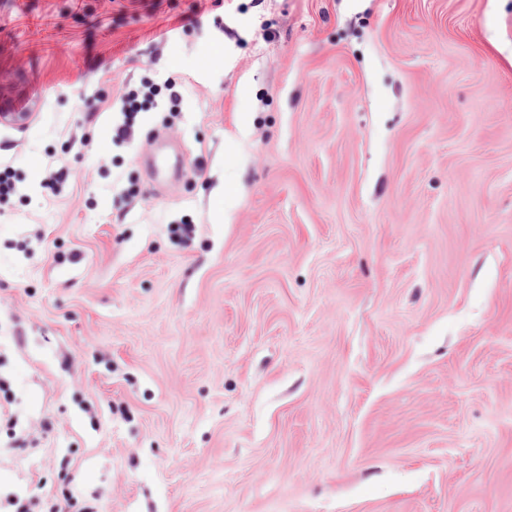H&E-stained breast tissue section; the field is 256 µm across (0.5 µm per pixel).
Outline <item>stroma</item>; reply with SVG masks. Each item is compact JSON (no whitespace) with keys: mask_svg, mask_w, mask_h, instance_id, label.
<instances>
[{"mask_svg":"<svg viewBox=\"0 0 512 512\" xmlns=\"http://www.w3.org/2000/svg\"><path fill=\"white\" fill-rule=\"evenodd\" d=\"M2 104L0 512H512V0H0ZM160 93L161 88L158 89V85L150 81H145L139 87L129 89L125 92L122 105L123 121L112 129V138L116 143L126 142L131 117L135 112L152 108ZM183 156L160 151L153 159L152 169L154 175L160 180H167L176 176L182 169Z\"/></svg>","mask_w":512,"mask_h":512,"instance_id":"obj_1","label":"stroma"}]
</instances>
